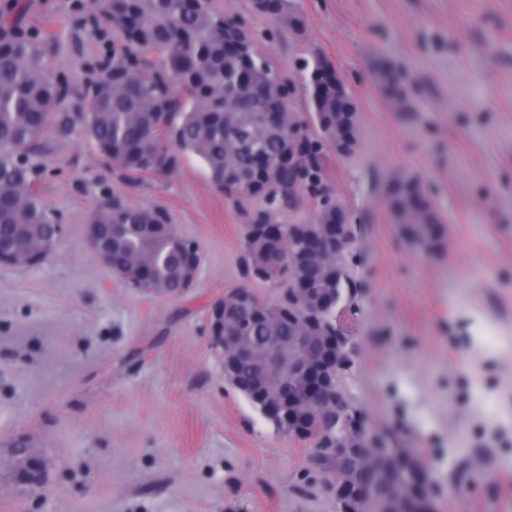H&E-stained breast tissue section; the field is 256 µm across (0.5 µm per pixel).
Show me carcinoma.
I'll return each mask as SVG.
<instances>
[{
    "label": "carcinoma",
    "mask_w": 512,
    "mask_h": 512,
    "mask_svg": "<svg viewBox=\"0 0 512 512\" xmlns=\"http://www.w3.org/2000/svg\"><path fill=\"white\" fill-rule=\"evenodd\" d=\"M91 5L122 34L125 51L93 82L90 111L77 114L62 111L69 90L58 81L42 43L14 18L17 0L0 7V239L36 249L51 235L57 216L35 187L43 171L41 157L52 138L69 136L78 127L130 182L146 172L174 169L173 146L197 156L221 190L242 174L258 178L257 158L270 165L281 153L279 131L253 129L251 147L236 134L244 117L274 103L273 65L268 62L260 70L254 55L226 50L224 25L218 23L212 0H91ZM252 5L290 28L303 24L288 0H252ZM145 53L155 54L158 66L143 59ZM308 102L319 112L322 138L333 144L336 124L353 113L349 93L333 87ZM296 191L285 171L265 194L289 202ZM386 199L394 223L415 240L435 237L441 220L419 182H394ZM96 212L100 224L126 225L123 235H112V265L136 264L144 280L181 288L172 239L143 228L159 220L160 213L128 204L114 211L109 199ZM266 244L269 253L285 259L293 251L286 237L269 238ZM338 264L346 259L333 257L313 267L311 276L348 288L350 282L336 281ZM293 329L286 317L275 324L260 318L247 323V334L257 340L286 337ZM236 379V391L256 405L254 395L262 382L255 366L240 361ZM382 452L386 466L374 473L379 494L407 492L418 475H427L413 449Z\"/></svg>",
    "instance_id": "carcinoma-1"
}]
</instances>
